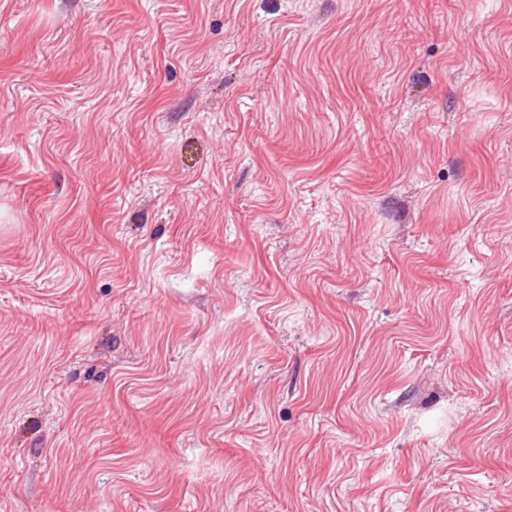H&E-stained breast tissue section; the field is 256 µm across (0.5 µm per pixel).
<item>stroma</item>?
Here are the masks:
<instances>
[{"label": "stroma", "mask_w": 512, "mask_h": 512, "mask_svg": "<svg viewBox=\"0 0 512 512\" xmlns=\"http://www.w3.org/2000/svg\"><path fill=\"white\" fill-rule=\"evenodd\" d=\"M0 512H512V0H0Z\"/></svg>", "instance_id": "obj_1"}]
</instances>
